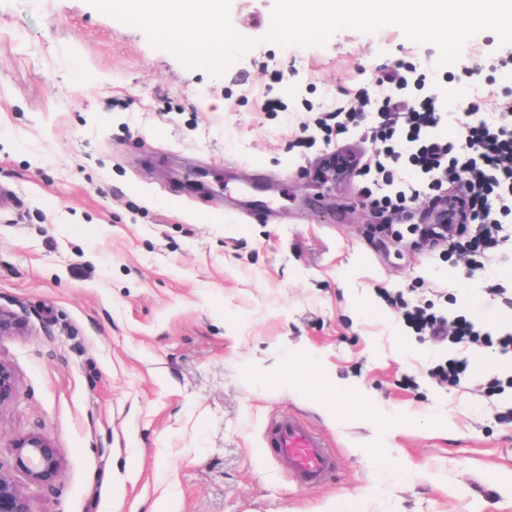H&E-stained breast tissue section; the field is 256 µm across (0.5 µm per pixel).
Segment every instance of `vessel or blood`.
Segmentation results:
<instances>
[{"mask_svg":"<svg viewBox=\"0 0 512 512\" xmlns=\"http://www.w3.org/2000/svg\"><path fill=\"white\" fill-rule=\"evenodd\" d=\"M266 445L287 464L293 478L304 485L318 484L334 465L323 439L291 415L268 423Z\"/></svg>","mask_w":512,"mask_h":512,"instance_id":"b4317fda","label":"vessel or blood"}]
</instances>
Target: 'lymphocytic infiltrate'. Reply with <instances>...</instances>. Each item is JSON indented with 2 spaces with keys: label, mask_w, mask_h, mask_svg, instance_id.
<instances>
[{
  "label": "lymphocytic infiltrate",
  "mask_w": 512,
  "mask_h": 512,
  "mask_svg": "<svg viewBox=\"0 0 512 512\" xmlns=\"http://www.w3.org/2000/svg\"><path fill=\"white\" fill-rule=\"evenodd\" d=\"M403 64L381 73L373 92L360 91L354 101L337 106L344 126L360 127L367 113L381 119L375 137L383 143L374 161L373 182L379 191L371 202L384 212L411 211L421 197L448 207V244L467 265L477 258L512 253V101L481 111L477 91L464 86L458 112L446 110L439 97L411 101L400 93L407 81ZM461 120V143L449 142L442 127ZM406 321L438 341L453 334L457 344L475 339L472 322L406 309Z\"/></svg>",
  "instance_id": "f902f5d3"
}]
</instances>
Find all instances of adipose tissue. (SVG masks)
<instances>
[{"instance_id": "obj_1", "label": "adipose tissue", "mask_w": 512, "mask_h": 512, "mask_svg": "<svg viewBox=\"0 0 512 512\" xmlns=\"http://www.w3.org/2000/svg\"><path fill=\"white\" fill-rule=\"evenodd\" d=\"M221 0H127L126 16L152 23L172 39L179 50L191 55H215L214 41L199 37L200 24L216 25ZM289 14L310 30L320 29L331 17L350 19L381 13L410 26H425L432 37L454 38L461 18L483 14V0H290ZM275 381L288 383L312 394L331 414L346 417L349 410L368 420L378 417L354 385H336L310 357L295 355L277 370Z\"/></svg>"}]
</instances>
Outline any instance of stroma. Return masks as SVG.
Returning <instances> with one entry per match:
<instances>
[{"label":"stroma","mask_w":512,"mask_h":512,"mask_svg":"<svg viewBox=\"0 0 512 512\" xmlns=\"http://www.w3.org/2000/svg\"><path fill=\"white\" fill-rule=\"evenodd\" d=\"M285 17L223 0L209 60L115 0H0V307L28 328L0 339L18 379L0 459L45 434L65 463L48 486L15 473L33 512H512V360L471 347L476 371L446 386L430 370L458 348L421 343L380 292L493 334L512 303L408 219L374 230L357 167L376 144L308 125L307 104L399 59L445 89L448 45L384 17L271 33ZM458 42L495 55L512 27L492 14ZM297 354L377 423L257 382ZM279 415L332 449L320 485L262 454Z\"/></svg>","instance_id":"1"}]
</instances>
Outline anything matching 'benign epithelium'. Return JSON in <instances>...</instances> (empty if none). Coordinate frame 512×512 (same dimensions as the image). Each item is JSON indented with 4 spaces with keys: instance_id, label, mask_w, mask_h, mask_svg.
<instances>
[{
    "instance_id": "obj_1",
    "label": "benign epithelium",
    "mask_w": 512,
    "mask_h": 512,
    "mask_svg": "<svg viewBox=\"0 0 512 512\" xmlns=\"http://www.w3.org/2000/svg\"><path fill=\"white\" fill-rule=\"evenodd\" d=\"M26 325L13 312L0 307V338L21 336ZM17 378L13 368L0 361V408L16 394ZM64 459L55 440L42 434L15 439L8 464L0 462V512H33L30 498L17 486L14 473H23L36 486L62 478Z\"/></svg>"
}]
</instances>
